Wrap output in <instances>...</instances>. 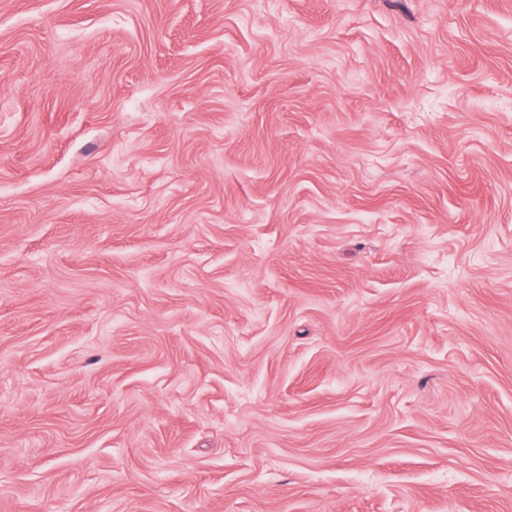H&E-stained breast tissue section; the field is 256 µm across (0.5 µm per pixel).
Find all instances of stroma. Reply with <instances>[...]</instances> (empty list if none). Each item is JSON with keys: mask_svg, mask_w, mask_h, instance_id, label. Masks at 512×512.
Returning a JSON list of instances; mask_svg holds the SVG:
<instances>
[{"mask_svg": "<svg viewBox=\"0 0 512 512\" xmlns=\"http://www.w3.org/2000/svg\"><path fill=\"white\" fill-rule=\"evenodd\" d=\"M0 512H512V0H0Z\"/></svg>", "mask_w": 512, "mask_h": 512, "instance_id": "35a3bbf8", "label": "stroma"}]
</instances>
